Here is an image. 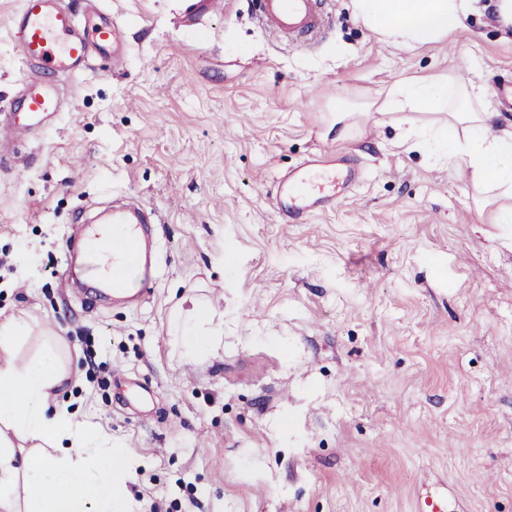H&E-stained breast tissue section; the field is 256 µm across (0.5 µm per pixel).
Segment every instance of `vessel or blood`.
I'll return each mask as SVG.
<instances>
[{"mask_svg":"<svg viewBox=\"0 0 512 512\" xmlns=\"http://www.w3.org/2000/svg\"><path fill=\"white\" fill-rule=\"evenodd\" d=\"M261 6L263 28L276 42L302 36L313 41L325 27L317 0H262ZM8 31L28 71L18 104L0 120V132L12 138L42 128L61 112L57 83L84 72L93 54L108 52L117 62L125 53L111 17L81 20L70 0H21ZM359 178L357 164L319 154L278 178L272 205L281 218L293 221L335 203L340 189ZM109 222L111 235L91 238L87 276L110 281L114 291L131 289L145 296L154 277L146 249L148 216L143 208L130 205L113 210Z\"/></svg>","mask_w":512,"mask_h":512,"instance_id":"vessel-or-blood-1","label":"vessel or blood"}]
</instances>
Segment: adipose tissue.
<instances>
[{"label":"adipose tissue","instance_id":"ef3b65f1","mask_svg":"<svg viewBox=\"0 0 512 512\" xmlns=\"http://www.w3.org/2000/svg\"><path fill=\"white\" fill-rule=\"evenodd\" d=\"M351 6L357 22L398 49L460 37L482 9L480 0H351ZM486 92L465 84L457 69L415 74L372 101L337 103L336 133L380 124L396 112L429 114L426 123L400 128L397 143L455 165L494 202L491 223L512 224V118L478 108ZM65 377L47 358L0 371V512H128L119 492L129 477L127 451L105 444L56 403ZM19 442L30 444L31 453L17 455ZM21 480L29 493L19 503L13 492Z\"/></svg>","mask_w":512,"mask_h":512}]
</instances>
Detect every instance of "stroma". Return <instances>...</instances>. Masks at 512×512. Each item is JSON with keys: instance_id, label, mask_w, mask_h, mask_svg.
<instances>
[{"instance_id": "obj_1", "label": "stroma", "mask_w": 512, "mask_h": 512, "mask_svg": "<svg viewBox=\"0 0 512 512\" xmlns=\"http://www.w3.org/2000/svg\"><path fill=\"white\" fill-rule=\"evenodd\" d=\"M0 0V112L24 77ZM317 43H271L260 0H106L120 64L95 55L67 111L0 170V321L24 316L16 364L54 357L57 393L130 451L131 512H512V224L461 171L369 125L337 140V99L460 66L512 82L490 13L477 36L386 46L323 0ZM346 154L361 181L284 223L280 172ZM153 210L155 285L117 303L63 279L92 211ZM205 301L219 335L184 355L174 309Z\"/></svg>"}]
</instances>
